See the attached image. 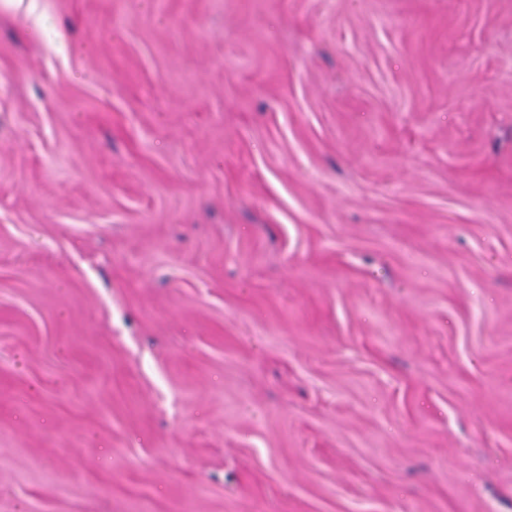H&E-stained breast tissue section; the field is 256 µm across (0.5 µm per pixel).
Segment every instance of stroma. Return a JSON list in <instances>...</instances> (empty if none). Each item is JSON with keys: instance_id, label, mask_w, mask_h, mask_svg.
I'll list each match as a JSON object with an SVG mask.
<instances>
[{"instance_id": "35a3bbf8", "label": "stroma", "mask_w": 512, "mask_h": 512, "mask_svg": "<svg viewBox=\"0 0 512 512\" xmlns=\"http://www.w3.org/2000/svg\"><path fill=\"white\" fill-rule=\"evenodd\" d=\"M0 7V512H512V0ZM40 0H2L0 5L4 4L21 13L24 21L35 32L40 33L43 37L53 40L57 48H62V36L59 33H54L50 25L49 19L46 14L39 8Z\"/></svg>"}]
</instances>
